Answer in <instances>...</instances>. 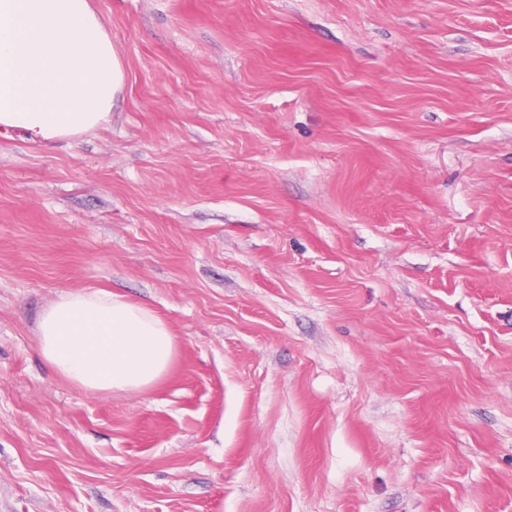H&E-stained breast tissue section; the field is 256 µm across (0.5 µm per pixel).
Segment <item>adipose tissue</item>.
<instances>
[{
  "label": "adipose tissue",
  "mask_w": 512,
  "mask_h": 512,
  "mask_svg": "<svg viewBox=\"0 0 512 512\" xmlns=\"http://www.w3.org/2000/svg\"><path fill=\"white\" fill-rule=\"evenodd\" d=\"M124 82L90 0H0V134L35 143L79 136L107 123ZM36 331L53 372L92 394L149 389L176 350L160 316L106 290L61 294Z\"/></svg>",
  "instance_id": "1"
}]
</instances>
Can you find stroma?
Returning a JSON list of instances; mask_svg holds the SVG:
<instances>
[{
	"mask_svg": "<svg viewBox=\"0 0 512 512\" xmlns=\"http://www.w3.org/2000/svg\"><path fill=\"white\" fill-rule=\"evenodd\" d=\"M109 122L0 135V512H512V0H92ZM170 326L138 393L35 325ZM36 331L39 352L53 372L92 394L149 389L176 350L160 316L106 290L61 294L40 314Z\"/></svg>",
	"mask_w": 512,
	"mask_h": 512,
	"instance_id": "obj_1",
	"label": "stroma"
}]
</instances>
